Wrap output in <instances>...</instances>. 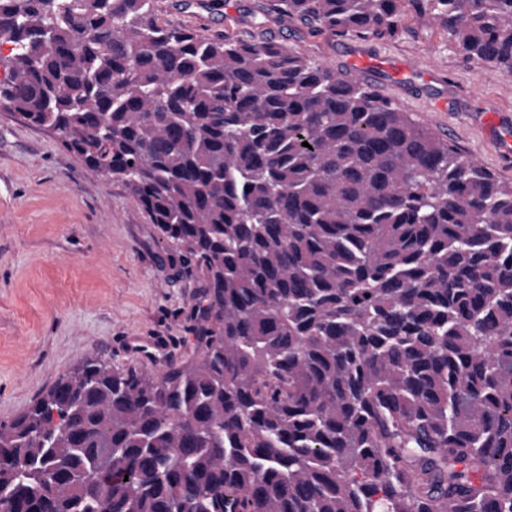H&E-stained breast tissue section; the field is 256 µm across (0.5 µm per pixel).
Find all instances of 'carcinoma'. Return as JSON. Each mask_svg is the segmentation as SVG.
Instances as JSON below:
<instances>
[{
    "label": "carcinoma",
    "instance_id": "1",
    "mask_svg": "<svg viewBox=\"0 0 512 512\" xmlns=\"http://www.w3.org/2000/svg\"><path fill=\"white\" fill-rule=\"evenodd\" d=\"M512 77V0H270ZM0 105L121 183L200 281L159 369L0 422L11 512H512V181L367 83L155 0H0ZM308 146H302L303 142Z\"/></svg>",
    "mask_w": 512,
    "mask_h": 512
}]
</instances>
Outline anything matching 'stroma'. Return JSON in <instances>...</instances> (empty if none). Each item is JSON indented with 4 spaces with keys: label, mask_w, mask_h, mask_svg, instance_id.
<instances>
[{
    "label": "stroma",
    "mask_w": 512,
    "mask_h": 512,
    "mask_svg": "<svg viewBox=\"0 0 512 512\" xmlns=\"http://www.w3.org/2000/svg\"><path fill=\"white\" fill-rule=\"evenodd\" d=\"M268 0H228L212 14L157 0L163 19L203 32L253 29ZM267 32L314 62L394 99L502 179L512 180V78L464 61L427 17L388 43L311 34L281 19ZM146 214L118 183L82 164L52 130L0 105V421L25 410L80 361L145 364L192 342L198 293L175 278Z\"/></svg>",
    "instance_id": "stroma-1"
}]
</instances>
